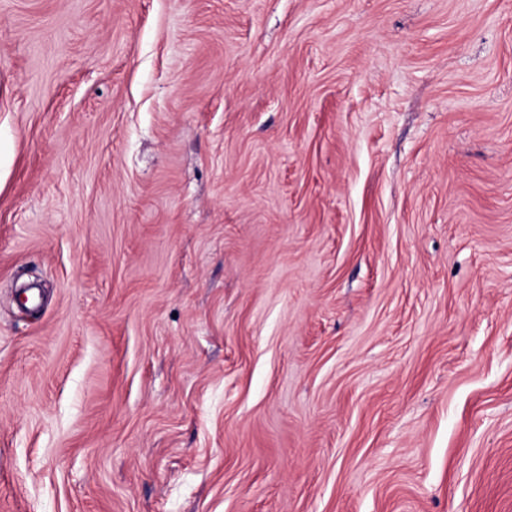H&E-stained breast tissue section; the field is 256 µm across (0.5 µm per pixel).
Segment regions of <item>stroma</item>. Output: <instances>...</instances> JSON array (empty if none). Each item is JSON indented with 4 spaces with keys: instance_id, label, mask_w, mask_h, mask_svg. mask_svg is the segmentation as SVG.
<instances>
[{
    "instance_id": "obj_1",
    "label": "stroma",
    "mask_w": 512,
    "mask_h": 512,
    "mask_svg": "<svg viewBox=\"0 0 512 512\" xmlns=\"http://www.w3.org/2000/svg\"><path fill=\"white\" fill-rule=\"evenodd\" d=\"M0 512H512V0H0Z\"/></svg>"
}]
</instances>
